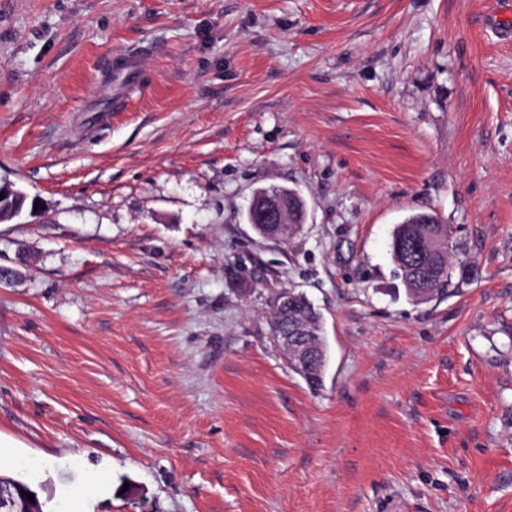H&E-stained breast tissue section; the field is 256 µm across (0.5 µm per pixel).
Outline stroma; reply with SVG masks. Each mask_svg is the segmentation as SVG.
<instances>
[{
	"label": "stroma",
	"instance_id": "1",
	"mask_svg": "<svg viewBox=\"0 0 512 512\" xmlns=\"http://www.w3.org/2000/svg\"><path fill=\"white\" fill-rule=\"evenodd\" d=\"M501 17L512 0H0V180L40 204L0 225V473L46 512H512ZM270 185L308 204L285 243L244 218ZM418 212L478 274L415 304L389 244ZM282 288L323 315L319 389L269 340ZM138 59L134 56H128L118 62L112 71V82L115 83L118 91L112 99V111L119 110L130 98L129 93H134L137 89L138 81Z\"/></svg>",
	"mask_w": 512,
	"mask_h": 512
}]
</instances>
